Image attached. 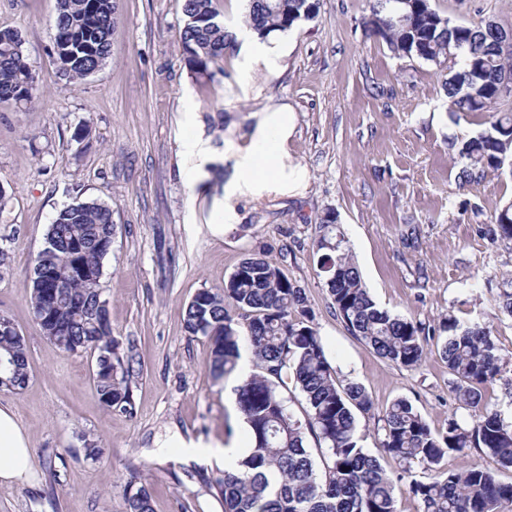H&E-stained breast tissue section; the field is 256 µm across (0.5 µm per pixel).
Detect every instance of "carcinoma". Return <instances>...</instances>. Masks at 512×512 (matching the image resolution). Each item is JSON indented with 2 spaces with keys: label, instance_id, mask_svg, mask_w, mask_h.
I'll return each instance as SVG.
<instances>
[{
  "label": "carcinoma",
  "instance_id": "carcinoma-1",
  "mask_svg": "<svg viewBox=\"0 0 512 512\" xmlns=\"http://www.w3.org/2000/svg\"><path fill=\"white\" fill-rule=\"evenodd\" d=\"M118 0H56L52 59L55 77L76 83L99 71L111 48ZM413 25L397 21L393 0H375L365 29L382 35L397 57H416L448 70L445 89L454 112H488L507 105L512 90V54L497 50L498 34L485 23L454 24L433 8L431 0H407ZM313 0H247L246 28L265 38L314 19ZM181 34L185 65L199 83L212 79L211 65L233 49L214 0H184ZM38 77L22 34L0 28V102L25 108L33 101ZM465 160L459 178L474 181L497 171L512 157V110L495 112L489 126L463 141ZM496 232L512 240V201L494 215ZM322 235L314 242L318 268L336 313L347 329L379 356L408 370L418 369L430 342L440 344L453 376L452 388L470 420L448 416L435 433L406 399L389 405L381 418L379 447L399 460L403 473L438 465L447 454L480 448L499 465L512 467V420L482 404V390L503 369L500 348L491 331L478 322L462 326L450 316L430 332L412 317L377 306L365 288L352 249L339 233L336 217L321 218ZM112 209L97 200L73 203L48 226L46 245L38 253L31 277L30 303L43 336L59 348L96 353L93 389L101 404L132 413L131 382L141 365L133 349L122 350L112 336L107 302L101 299L102 262L111 252ZM50 267L62 287L49 288L40 269ZM498 309L512 317V281L502 284ZM185 329L211 346L210 370L219 382L237 372L240 342L252 349L256 371L236 389L238 409L248 427L250 448L215 479L224 512H399L396 482L378 459L360 444L355 411L367 413L372 401L357 383L336 382L322 339L312 325L303 289L270 261L242 260L222 288L203 289L185 311ZM28 352L14 323L0 317V387L19 390L28 380ZM291 376L304 395L307 421L293 416L283 389ZM311 433L317 451L305 446ZM409 492L421 512H500L512 505V482L499 481L483 465L437 471L413 479ZM128 512H153L144 484L125 489Z\"/></svg>",
  "mask_w": 512,
  "mask_h": 512
}]
</instances>
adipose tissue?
<instances>
[{
    "mask_svg": "<svg viewBox=\"0 0 512 512\" xmlns=\"http://www.w3.org/2000/svg\"><path fill=\"white\" fill-rule=\"evenodd\" d=\"M237 39L246 71H276L283 55V35L263 39L246 29L238 32ZM295 129L293 112L281 105L257 112L255 123L241 140H227L224 159L231 164L232 176L224 185L223 204L215 212L211 226L215 235H223L225 226L237 223L241 201L304 193L308 171L288 149ZM31 457L28 434L12 408L0 406V482L12 484L30 474Z\"/></svg>",
    "mask_w": 512,
    "mask_h": 512,
    "instance_id": "1",
    "label": "adipose tissue"
}]
</instances>
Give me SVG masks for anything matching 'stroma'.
I'll use <instances>...</instances> for the list:
<instances>
[{"label": "stroma", "mask_w": 512, "mask_h": 512, "mask_svg": "<svg viewBox=\"0 0 512 512\" xmlns=\"http://www.w3.org/2000/svg\"><path fill=\"white\" fill-rule=\"evenodd\" d=\"M372 0H320L314 20L287 33L276 75L245 74L238 52L199 86L184 60L183 0H120L110 55L75 85L56 78L51 49L55 0H0V28L21 32L39 77L25 109L0 104V316L28 350L23 389L0 388L32 443L30 481L0 484V512H127L124 490L146 481L154 512H223L213 487L222 461L185 454L193 443L246 445L235 388L214 382L211 347L189 335L185 309L201 289L223 286L248 255L277 264L303 288L340 384L356 382L373 407L358 415L361 444L385 470L379 420L408 399L433 430L449 415L469 417L451 389L448 365L429 350L419 369L377 355L337 315L313 243L334 211L376 303L433 328L447 316L478 321L503 355V373L484 401L512 416V318L496 298L512 280V241L492 217L512 201V169L464 184L458 144L483 129L480 113L454 112L446 74L399 58L362 26ZM457 24L496 21L512 30V0H432ZM250 80L247 93L227 89ZM288 105L296 116L291 154L306 167L304 197H270L240 206V221L213 235V201L227 165L193 180L185 145L209 137L223 155L226 130L249 131L254 112ZM83 139H75L79 128ZM112 208L115 235L100 291L112 334L133 347L141 371L131 382L133 413L105 408L93 390V354L68 353L46 340L30 307V277L49 224L77 201ZM103 454L90 460L84 439Z\"/></svg>", "instance_id": "35a3bbf8"}]
</instances>
